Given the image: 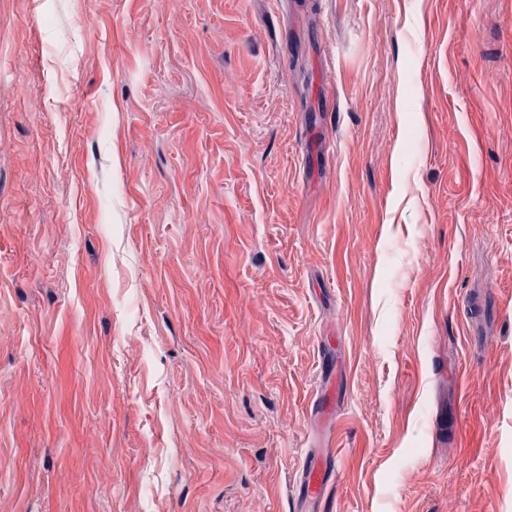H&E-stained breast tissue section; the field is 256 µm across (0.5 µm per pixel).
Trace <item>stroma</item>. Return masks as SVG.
Segmentation results:
<instances>
[{
    "mask_svg": "<svg viewBox=\"0 0 512 512\" xmlns=\"http://www.w3.org/2000/svg\"><path fill=\"white\" fill-rule=\"evenodd\" d=\"M325 442L319 512H512V0H0V512Z\"/></svg>",
    "mask_w": 512,
    "mask_h": 512,
    "instance_id": "obj_1",
    "label": "stroma"
}]
</instances>
